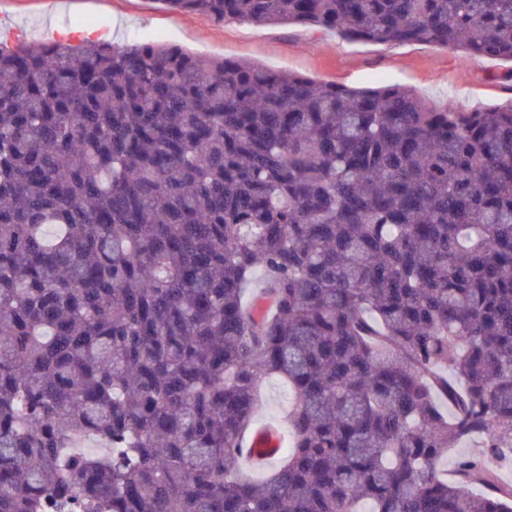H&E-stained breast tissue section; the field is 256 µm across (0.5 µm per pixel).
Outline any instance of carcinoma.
I'll return each instance as SVG.
<instances>
[{
  "instance_id": "carcinoma-1",
  "label": "carcinoma",
  "mask_w": 512,
  "mask_h": 512,
  "mask_svg": "<svg viewBox=\"0 0 512 512\" xmlns=\"http://www.w3.org/2000/svg\"><path fill=\"white\" fill-rule=\"evenodd\" d=\"M158 2L512 60V0ZM505 468L512 102L0 44V512H512ZM288 387L279 377L267 379L261 387V406L254 424H274L284 428L283 415L288 409Z\"/></svg>"
}]
</instances>
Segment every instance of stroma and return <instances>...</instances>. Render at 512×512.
Masks as SVG:
<instances>
[{
    "instance_id": "obj_1",
    "label": "stroma",
    "mask_w": 512,
    "mask_h": 512,
    "mask_svg": "<svg viewBox=\"0 0 512 512\" xmlns=\"http://www.w3.org/2000/svg\"><path fill=\"white\" fill-rule=\"evenodd\" d=\"M20 40L77 42L89 32L114 42H159L203 56L249 60L323 83L399 85L469 112L512 101V61H474L453 48L375 44L301 26L218 24L162 8L158 0H0V30Z\"/></svg>"
}]
</instances>
